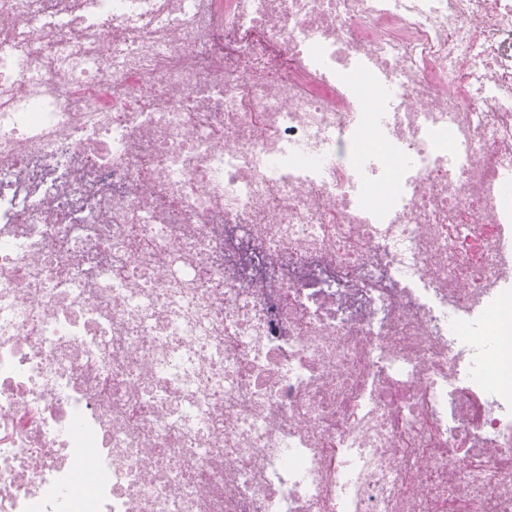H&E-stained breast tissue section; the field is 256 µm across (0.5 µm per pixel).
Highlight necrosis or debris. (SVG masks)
Segmentation results:
<instances>
[{
	"instance_id": "4bbe7bcc",
	"label": "necrosis or debris",
	"mask_w": 512,
	"mask_h": 512,
	"mask_svg": "<svg viewBox=\"0 0 512 512\" xmlns=\"http://www.w3.org/2000/svg\"><path fill=\"white\" fill-rule=\"evenodd\" d=\"M512 0H0V512H512Z\"/></svg>"
}]
</instances>
